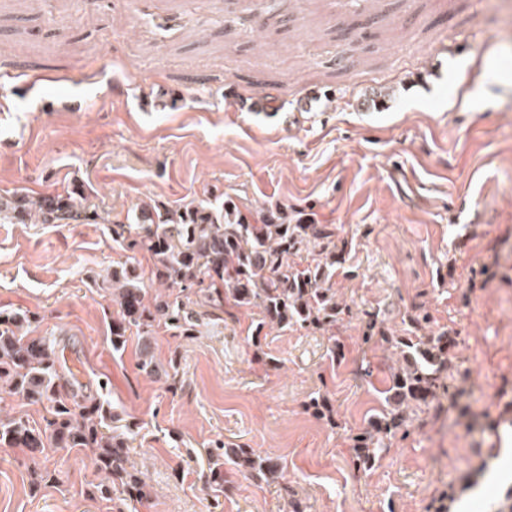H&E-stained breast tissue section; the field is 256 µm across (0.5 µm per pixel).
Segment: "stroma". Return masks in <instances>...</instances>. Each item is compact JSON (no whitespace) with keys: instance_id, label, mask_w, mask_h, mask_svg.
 Segmentation results:
<instances>
[{"instance_id":"35a3bbf8","label":"stroma","mask_w":512,"mask_h":512,"mask_svg":"<svg viewBox=\"0 0 512 512\" xmlns=\"http://www.w3.org/2000/svg\"><path fill=\"white\" fill-rule=\"evenodd\" d=\"M14 14L26 37L0 55V194L81 183L98 216L1 221L0 311L35 315L33 337L105 382L132 423L149 492L124 512H291L293 498L303 512H450L512 431V0H37ZM175 87L183 98L160 103ZM219 193L253 223L278 206L335 225L332 287L354 310L335 328L341 356L305 328L256 331L259 311L227 302L197 335L155 328L159 373L141 370L138 337L113 351L112 297L95 284L127 256L113 221ZM415 306L457 342L450 389L357 468L348 436L393 361L363 346L365 315L403 336ZM363 356L375 370L360 381ZM219 440L282 462V483L229 462L214 482ZM101 478L77 448L33 460L0 446V512H115L88 495Z\"/></svg>"}]
</instances>
